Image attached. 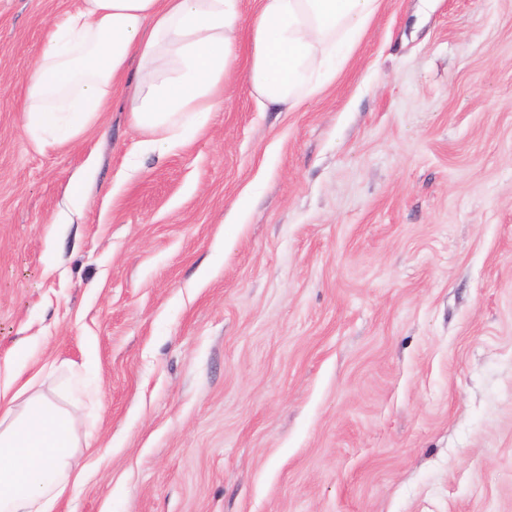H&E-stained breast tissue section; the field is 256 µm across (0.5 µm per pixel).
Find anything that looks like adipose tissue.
I'll list each match as a JSON object with an SVG mask.
<instances>
[{"label":"adipose tissue","mask_w":512,"mask_h":512,"mask_svg":"<svg viewBox=\"0 0 512 512\" xmlns=\"http://www.w3.org/2000/svg\"><path fill=\"white\" fill-rule=\"evenodd\" d=\"M81 0L47 30L24 83L23 128L46 150L72 142L123 88L141 151L201 134L224 101V81L248 40L245 71L261 110L316 97L348 63L382 0ZM18 346L0 362V512H56L74 472L79 403L88 374L68 367L53 393Z\"/></svg>","instance_id":"adipose-tissue-1"}]
</instances>
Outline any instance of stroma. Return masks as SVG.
<instances>
[{"label":"stroma","mask_w":512,"mask_h":512,"mask_svg":"<svg viewBox=\"0 0 512 512\" xmlns=\"http://www.w3.org/2000/svg\"><path fill=\"white\" fill-rule=\"evenodd\" d=\"M80 0H0V360L95 366L58 512H512V0H383L336 79L39 152ZM82 199H71L73 175Z\"/></svg>","instance_id":"1"}]
</instances>
